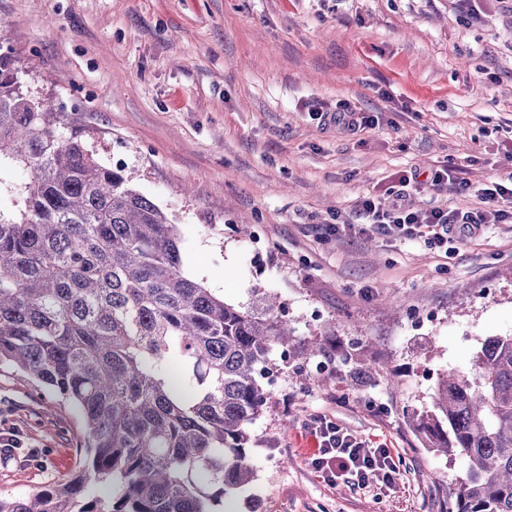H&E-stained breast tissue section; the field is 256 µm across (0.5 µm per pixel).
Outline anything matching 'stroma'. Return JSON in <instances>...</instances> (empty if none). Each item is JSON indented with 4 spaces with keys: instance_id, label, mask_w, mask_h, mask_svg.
Returning <instances> with one entry per match:
<instances>
[{
    "instance_id": "35a3bbf8",
    "label": "stroma",
    "mask_w": 512,
    "mask_h": 512,
    "mask_svg": "<svg viewBox=\"0 0 512 512\" xmlns=\"http://www.w3.org/2000/svg\"><path fill=\"white\" fill-rule=\"evenodd\" d=\"M0 43L63 133L121 163L176 224L188 276L246 309L276 297L296 329L275 403L250 427L256 477L225 506L444 512L465 462L424 448L408 419L448 370H471L487 337L512 334V223L448 251L325 229L403 170L425 179L453 166L458 185L424 182L403 202L462 213L477 208L475 189L512 172V0H0ZM339 101L378 126L352 135L307 110ZM241 224L259 232L258 251ZM414 309L432 325L409 330ZM310 340L319 354H303ZM320 362L329 371L317 377ZM320 413L388 444L401 483L367 492L317 478L307 424ZM9 426L40 455L0 463V495L73 470L76 411L46 413L33 383L2 364Z\"/></svg>"
}]
</instances>
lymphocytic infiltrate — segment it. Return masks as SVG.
<instances>
[{
  "mask_svg": "<svg viewBox=\"0 0 512 512\" xmlns=\"http://www.w3.org/2000/svg\"><path fill=\"white\" fill-rule=\"evenodd\" d=\"M311 112L325 123L353 132L369 130L377 124L373 115L346 101L337 102L332 110L315 106ZM417 180L416 172L402 173L396 184L387 190L394 199L392 206H383L378 197L365 195L356 205L361 223L339 221L328 225L327 233L352 236L383 232L408 242L421 241L444 248L463 236H483L491 226L512 219V173L492 182L490 187L478 190L482 208L474 214L411 208L401 204L405 188ZM309 429L316 439L317 448L308 465L324 481L332 484L336 479L345 477L361 489L373 487L378 482L386 487L396 485L399 472L392 450L386 444L367 447L345 427L324 415L314 416Z\"/></svg>",
  "mask_w": 512,
  "mask_h": 512,
  "instance_id": "obj_1",
  "label": "lymphocytic infiltrate"
}]
</instances>
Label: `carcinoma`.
<instances>
[{"label": "carcinoma", "instance_id": "1", "mask_svg": "<svg viewBox=\"0 0 512 512\" xmlns=\"http://www.w3.org/2000/svg\"><path fill=\"white\" fill-rule=\"evenodd\" d=\"M2 166L26 178L0 207V364L85 431L76 472L0 496V512H219L255 477L249 427L294 329L272 303L243 310L189 277L176 225L59 132L0 48ZM476 366L473 383L444 377L409 425L465 462L446 512H512V336L485 340Z\"/></svg>", "mask_w": 512, "mask_h": 512}]
</instances>
